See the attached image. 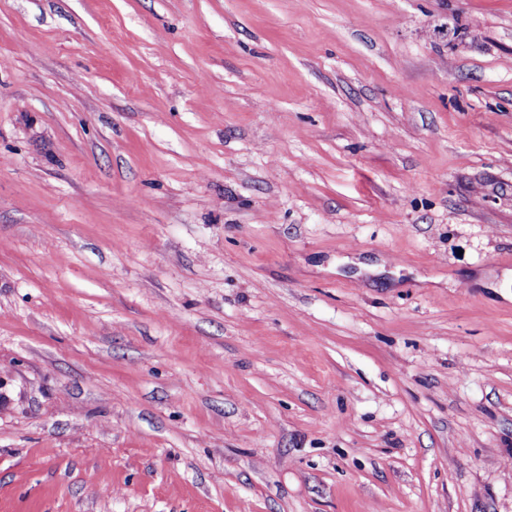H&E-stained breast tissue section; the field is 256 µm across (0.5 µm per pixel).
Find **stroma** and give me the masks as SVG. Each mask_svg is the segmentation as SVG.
<instances>
[{
	"mask_svg": "<svg viewBox=\"0 0 512 512\" xmlns=\"http://www.w3.org/2000/svg\"><path fill=\"white\" fill-rule=\"evenodd\" d=\"M0 512H512V0H0Z\"/></svg>",
	"mask_w": 512,
	"mask_h": 512,
	"instance_id": "1",
	"label": "stroma"
}]
</instances>
